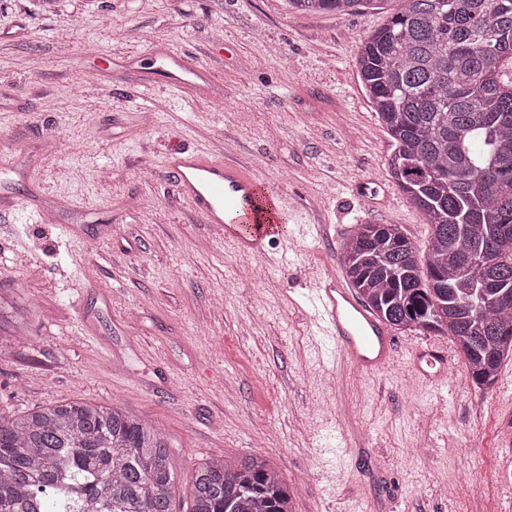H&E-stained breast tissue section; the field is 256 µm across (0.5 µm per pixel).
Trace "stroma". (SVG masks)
<instances>
[{"mask_svg":"<svg viewBox=\"0 0 512 512\" xmlns=\"http://www.w3.org/2000/svg\"><path fill=\"white\" fill-rule=\"evenodd\" d=\"M386 12L285 0H0V411L117 405L158 427L191 505L193 467L265 453L295 512H502L512 469L497 388L447 387L394 331L373 374L321 351L305 301L335 243L297 235L245 266L178 198L171 151L263 158L301 224L429 227L392 183V142L356 66ZM212 90L164 85L158 46ZM288 9L297 11L333 12L344 15L356 10L358 5H381L390 0H286Z\"/></svg>","mask_w":512,"mask_h":512,"instance_id":"35a3bbf8","label":"stroma"}]
</instances>
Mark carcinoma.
<instances>
[{"instance_id": "1", "label": "carcinoma", "mask_w": 512, "mask_h": 512, "mask_svg": "<svg viewBox=\"0 0 512 512\" xmlns=\"http://www.w3.org/2000/svg\"><path fill=\"white\" fill-rule=\"evenodd\" d=\"M344 15L387 0H286ZM357 65L393 140L390 178L422 213L428 258L399 224H361L347 277L378 320L450 337L477 387L512 356V0H399ZM191 512H293L267 458L193 467ZM163 433L87 402L0 413V512H173Z\"/></svg>"}]
</instances>
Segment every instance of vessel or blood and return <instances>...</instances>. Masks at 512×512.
Here are the masks:
<instances>
[{"instance_id": "vessel-or-blood-1", "label": "vessel or blood", "mask_w": 512, "mask_h": 512, "mask_svg": "<svg viewBox=\"0 0 512 512\" xmlns=\"http://www.w3.org/2000/svg\"><path fill=\"white\" fill-rule=\"evenodd\" d=\"M163 67L167 81L174 85L188 83L195 74L188 59L171 50L165 53ZM167 170L180 197L204 223L223 233L240 255L265 259L269 244L282 238L286 205L270 206L257 166L183 149L168 155ZM308 302L313 323L345 365L367 374L394 359L393 336L375 320L354 289L346 286L340 273L327 272L315 282ZM408 362L425 383L435 385L447 378L453 356L439 344L419 343L410 349Z\"/></svg>"}]
</instances>
